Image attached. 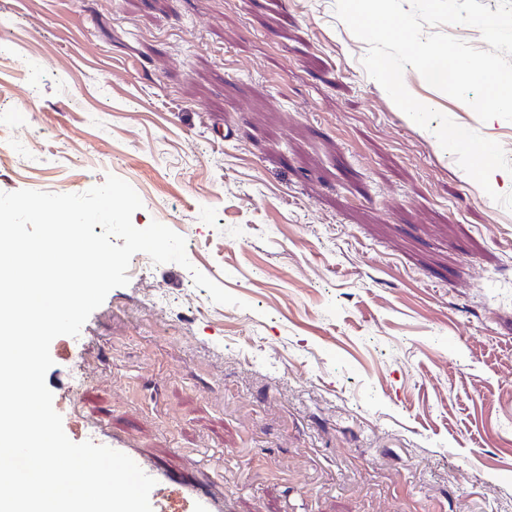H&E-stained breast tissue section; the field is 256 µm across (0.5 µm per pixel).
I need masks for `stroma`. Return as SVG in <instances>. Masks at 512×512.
<instances>
[{
    "label": "stroma",
    "instance_id": "stroma-1",
    "mask_svg": "<svg viewBox=\"0 0 512 512\" xmlns=\"http://www.w3.org/2000/svg\"><path fill=\"white\" fill-rule=\"evenodd\" d=\"M335 3L0 0V192L118 176L190 261L130 266L46 384L233 512H512V210ZM404 83L512 159V122Z\"/></svg>",
    "mask_w": 512,
    "mask_h": 512
}]
</instances>
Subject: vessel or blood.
<instances>
[{
    "label": "vessel or blood",
    "mask_w": 512,
    "mask_h": 512,
    "mask_svg": "<svg viewBox=\"0 0 512 512\" xmlns=\"http://www.w3.org/2000/svg\"><path fill=\"white\" fill-rule=\"evenodd\" d=\"M81 425L94 443L127 454L155 479L150 493L152 512H229L215 471L204 469L195 476L170 473L152 457L134 448L127 439L109 436L100 422L85 419Z\"/></svg>",
    "instance_id": "1"
}]
</instances>
